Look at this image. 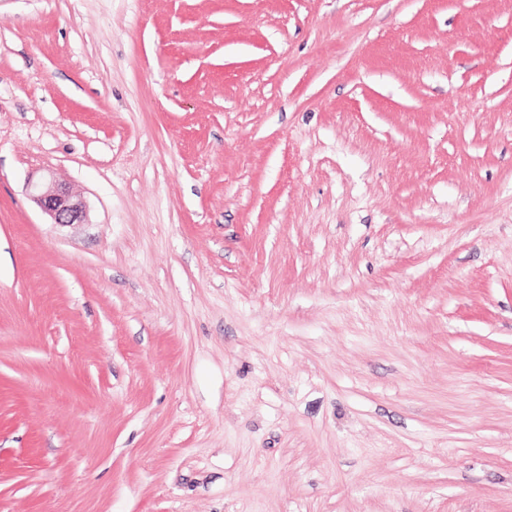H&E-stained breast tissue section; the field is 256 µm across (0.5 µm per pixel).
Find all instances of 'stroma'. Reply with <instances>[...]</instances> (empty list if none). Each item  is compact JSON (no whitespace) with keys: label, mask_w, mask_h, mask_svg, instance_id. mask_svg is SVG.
I'll return each instance as SVG.
<instances>
[{"label":"stroma","mask_w":512,"mask_h":512,"mask_svg":"<svg viewBox=\"0 0 512 512\" xmlns=\"http://www.w3.org/2000/svg\"><path fill=\"white\" fill-rule=\"evenodd\" d=\"M0 512H512V0H0ZM28 192L32 200L52 221L53 224H83L86 206L83 200L75 197L66 184L53 176L38 181H29Z\"/></svg>","instance_id":"35a3bbf8"}]
</instances>
